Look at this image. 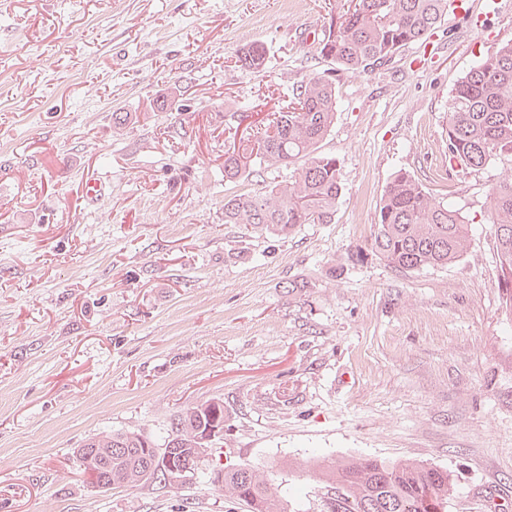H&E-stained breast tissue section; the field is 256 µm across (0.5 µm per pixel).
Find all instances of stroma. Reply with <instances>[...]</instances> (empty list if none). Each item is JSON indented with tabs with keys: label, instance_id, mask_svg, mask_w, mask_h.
Masks as SVG:
<instances>
[{
	"label": "stroma",
	"instance_id": "stroma-1",
	"mask_svg": "<svg viewBox=\"0 0 512 512\" xmlns=\"http://www.w3.org/2000/svg\"><path fill=\"white\" fill-rule=\"evenodd\" d=\"M473 2L339 77L334 221L274 238L225 223L224 198L286 170L228 183L224 152L326 70L312 42L338 0H0V512H249L214 481L243 466L288 512H324L319 463L365 458L448 469V512L490 492L512 512V311L482 215L505 166L451 168L446 134L457 80L512 40V0ZM254 42L265 68L240 69ZM401 169L472 219L448 267L371 246ZM218 399L224 434L182 486L104 490L78 465L90 438L160 444Z\"/></svg>",
	"mask_w": 512,
	"mask_h": 512
}]
</instances>
